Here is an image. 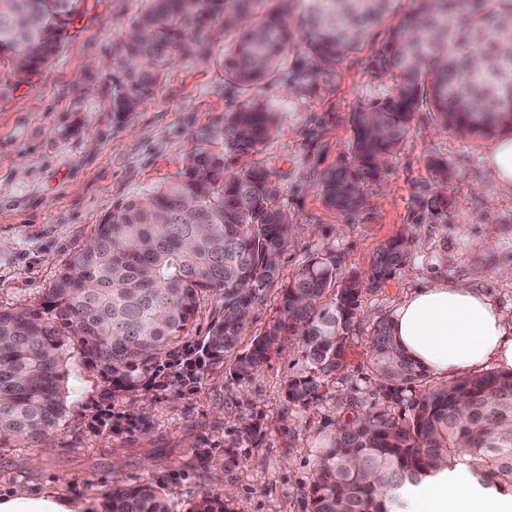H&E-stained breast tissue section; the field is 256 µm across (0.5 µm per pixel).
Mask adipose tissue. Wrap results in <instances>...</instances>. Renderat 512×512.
I'll return each mask as SVG.
<instances>
[{
    "mask_svg": "<svg viewBox=\"0 0 512 512\" xmlns=\"http://www.w3.org/2000/svg\"><path fill=\"white\" fill-rule=\"evenodd\" d=\"M404 351L440 376L494 362L512 370V324L480 288L435 281L418 287L391 320ZM410 512H512V499L475 491L468 473L439 477L411 495ZM89 502L48 486L37 492L0 496V512H88Z\"/></svg>",
    "mask_w": 512,
    "mask_h": 512,
    "instance_id": "obj_1",
    "label": "adipose tissue"
}]
</instances>
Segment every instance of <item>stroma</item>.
<instances>
[{
  "instance_id": "stroma-1",
  "label": "stroma",
  "mask_w": 512,
  "mask_h": 512,
  "mask_svg": "<svg viewBox=\"0 0 512 512\" xmlns=\"http://www.w3.org/2000/svg\"><path fill=\"white\" fill-rule=\"evenodd\" d=\"M148 0H89L60 51L31 86L0 102V307L39 304L69 255L122 201L178 180L191 137L225 110L255 99L225 82L226 43L208 61L186 59L169 70L136 111L112 110L108 74L123 31ZM309 58L295 50L269 72L264 103L279 115L256 151L229 157L230 170L269 169L293 234L280 258V283L312 253L330 248L348 270L369 273L377 251L400 232L413 237L412 258L380 287L363 290L344 367L321 377L319 398L296 410L287 379L309 374L300 343H285L252 380L206 371L194 388L156 387L100 401L101 381L79 354L70 359L68 413L45 442L0 444V494L53 485L107 505L113 488L153 483L189 512L203 493L229 496L235 512H309L304 491L314 461L339 424L383 408L387 400L368 365L367 341L378 321L432 280L485 288L512 320V191L485 163L493 144L443 129L427 111L387 158L384 181L368 184L366 207L329 208L319 191L328 169L350 159L348 114L381 98L388 77L370 70L366 53L308 78ZM448 163L439 184L428 159ZM443 204H435V197ZM112 423L111 434L98 421ZM258 423L241 443L243 425ZM210 466H198L194 448Z\"/></svg>"
}]
</instances>
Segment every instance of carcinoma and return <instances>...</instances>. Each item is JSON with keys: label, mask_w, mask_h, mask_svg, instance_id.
<instances>
[{"label": "carcinoma", "mask_w": 512, "mask_h": 512, "mask_svg": "<svg viewBox=\"0 0 512 512\" xmlns=\"http://www.w3.org/2000/svg\"><path fill=\"white\" fill-rule=\"evenodd\" d=\"M151 0L125 30L112 62V111L127 114L177 57L206 60L233 36L222 67L257 89L303 47L309 73L333 69L372 44L371 70L394 86L348 115L352 161L319 182L325 202L346 214L365 205L383 159L405 139L413 114L435 113L460 136L512 131V0ZM87 0H0V99L42 72ZM277 115L248 102L195 136L179 180L122 202L71 254L34 308H0V443L44 441L68 411V353L102 381L101 401L172 383L189 387L234 357L229 374L247 382L286 340L297 337L313 373L284 383L288 405L319 397V375L344 368L359 297L412 256L400 234L376 253L370 274L342 268L331 249L315 252L281 293L283 317L236 353L251 317L279 279L292 224L276 201L271 172L229 171L275 132ZM222 149H214L216 145ZM214 302L207 335L189 348L198 312ZM373 377L407 417L363 414L336 429L317 457L306 496L311 512H403L404 494L467 470L483 490L512 496V371L484 372L415 393L426 377L380 320L368 341ZM108 512H174L150 482L119 488ZM189 512H233L209 493Z\"/></svg>", "instance_id": "carcinoma-1"}]
</instances>
